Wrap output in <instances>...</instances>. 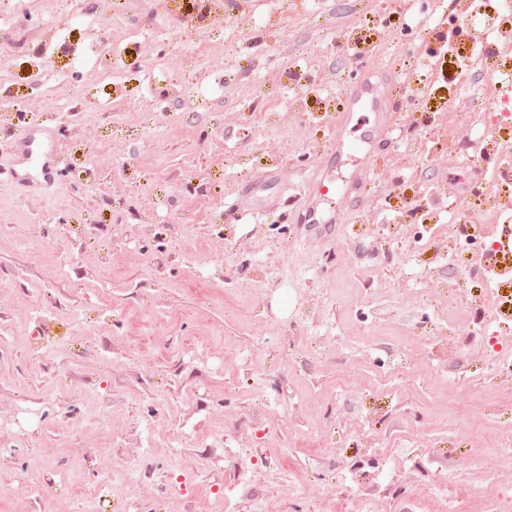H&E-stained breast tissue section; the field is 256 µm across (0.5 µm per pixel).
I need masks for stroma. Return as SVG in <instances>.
Masks as SVG:
<instances>
[{"label": "stroma", "instance_id": "stroma-1", "mask_svg": "<svg viewBox=\"0 0 512 512\" xmlns=\"http://www.w3.org/2000/svg\"><path fill=\"white\" fill-rule=\"evenodd\" d=\"M496 13L497 0L467 22L448 0H0L28 25L23 42L0 26V165L29 122L57 164L31 194L0 176V512H33L17 478L42 485L57 461L75 476L46 491V512H80L104 472L117 512H212L219 495L231 512H336L326 463L382 464L341 445L364 427L393 448L402 486L512 495V466L485 461L512 443L489 353L437 373L425 340L447 300L479 292L446 242L490 223L505 193L486 170L512 159L497 121L512 67L470 57ZM362 81L394 86V129L356 163L359 198L310 194L308 176L354 164L336 142L355 137L342 103ZM311 207L335 212L328 234L301 227ZM435 226L440 246L418 249ZM43 334L62 355L37 358ZM305 351L311 377L268 398ZM406 401L414 428L367 424L377 409L406 420ZM256 442L280 466L255 460L260 496L245 502L232 457Z\"/></svg>", "mask_w": 512, "mask_h": 512}]
</instances>
